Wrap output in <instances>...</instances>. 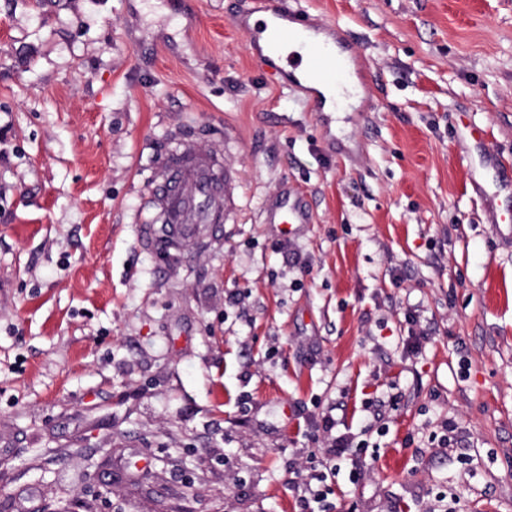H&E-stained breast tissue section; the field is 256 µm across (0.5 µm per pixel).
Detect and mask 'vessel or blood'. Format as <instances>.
I'll use <instances>...</instances> for the list:
<instances>
[{"mask_svg": "<svg viewBox=\"0 0 512 512\" xmlns=\"http://www.w3.org/2000/svg\"><path fill=\"white\" fill-rule=\"evenodd\" d=\"M236 24L245 36L247 53L263 59L271 74L294 87L302 81L311 84L309 103L315 110H322L324 92H332L338 105L347 98L346 59L337 55L334 46L311 34L288 0H251ZM288 47L294 48L304 64L302 78H294L292 72L273 60L278 50ZM221 158V146L202 153L188 141L166 160L151 202L157 223L173 225L183 239L195 235L199 225L223 223L226 211L235 202L236 184L229 178L217 180L215 169ZM269 221L287 229L310 223L311 215L284 198Z\"/></svg>", "mask_w": 512, "mask_h": 512, "instance_id": "vessel-or-blood-1", "label": "vessel or blood"}]
</instances>
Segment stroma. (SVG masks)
I'll use <instances>...</instances> for the list:
<instances>
[{"mask_svg":"<svg viewBox=\"0 0 512 512\" xmlns=\"http://www.w3.org/2000/svg\"><path fill=\"white\" fill-rule=\"evenodd\" d=\"M246 2L0 0V512H295L326 412L335 512H512V0H289L366 63L326 124ZM185 135L236 206L173 250ZM311 219L310 213L291 202L288 195L281 198L280 204L268 218L270 223L281 224L284 229L290 228L292 224H309Z\"/></svg>","mask_w":512,"mask_h":512,"instance_id":"stroma-1","label":"stroma"}]
</instances>
